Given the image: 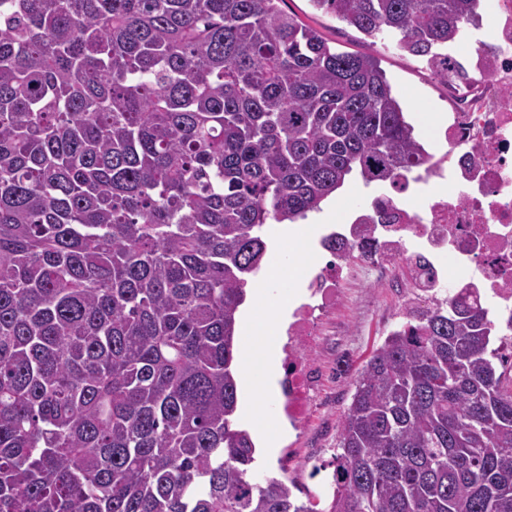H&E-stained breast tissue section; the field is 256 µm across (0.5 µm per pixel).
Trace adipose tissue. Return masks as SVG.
Instances as JSON below:
<instances>
[{"mask_svg": "<svg viewBox=\"0 0 512 512\" xmlns=\"http://www.w3.org/2000/svg\"><path fill=\"white\" fill-rule=\"evenodd\" d=\"M315 230V225L302 224L286 231L283 237L286 250L279 261L265 279L247 289L255 306L246 309L240 330L241 375L259 406L271 402L276 395L273 381L280 370L281 354L275 339L287 314L285 303L270 308L264 301L272 289L300 280L307 259V242Z\"/></svg>", "mask_w": 512, "mask_h": 512, "instance_id": "1", "label": "adipose tissue"}]
</instances>
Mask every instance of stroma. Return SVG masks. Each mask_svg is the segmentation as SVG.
I'll return each instance as SVG.
<instances>
[{"mask_svg": "<svg viewBox=\"0 0 512 512\" xmlns=\"http://www.w3.org/2000/svg\"><path fill=\"white\" fill-rule=\"evenodd\" d=\"M286 11L318 30L338 51L360 52L378 58L394 95L401 102L419 140L428 150L443 153L434 140L438 116L451 110L452 91L415 57L394 48L371 44L368 39L334 16L315 11L309 0H285ZM416 307L413 296L394 301L389 289L367 277H359L351 290L350 302L335 330L343 342L341 350H328L322 364L326 376L319 396L302 426H289L288 437L275 458L258 459L256 480L275 477L296 487V495L327 506L331 499L332 457L344 411L354 392L355 374L386 337V326L397 306Z\"/></svg>", "mask_w": 512, "mask_h": 512, "instance_id": "obj_1", "label": "stroma"}]
</instances>
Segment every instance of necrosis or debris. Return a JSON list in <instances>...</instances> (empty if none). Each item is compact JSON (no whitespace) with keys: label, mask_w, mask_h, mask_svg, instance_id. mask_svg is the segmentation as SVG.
<instances>
[{"label":"necrosis or debris","mask_w":512,"mask_h":512,"mask_svg":"<svg viewBox=\"0 0 512 512\" xmlns=\"http://www.w3.org/2000/svg\"><path fill=\"white\" fill-rule=\"evenodd\" d=\"M489 36L449 52L467 79L436 136L447 153L427 159L417 176L421 198L381 192L345 223L312 241L307 302L286 330L281 380L284 410L302 423L321 376L315 353L328 347L321 317L344 304L350 263L361 259L377 281L512 315V105L500 97L512 85V0H499Z\"/></svg>","instance_id":"4bbe7bcc"}]
</instances>
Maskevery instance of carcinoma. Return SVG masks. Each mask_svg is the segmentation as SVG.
<instances>
[{
    "label": "carcinoma",
    "mask_w": 512,
    "mask_h": 512,
    "mask_svg": "<svg viewBox=\"0 0 512 512\" xmlns=\"http://www.w3.org/2000/svg\"><path fill=\"white\" fill-rule=\"evenodd\" d=\"M282 2L0 0V512H512V363L462 300L358 373L326 510L253 477L265 226L422 160L378 59ZM310 2L445 81L474 4Z\"/></svg>",
    "instance_id": "1"
}]
</instances>
